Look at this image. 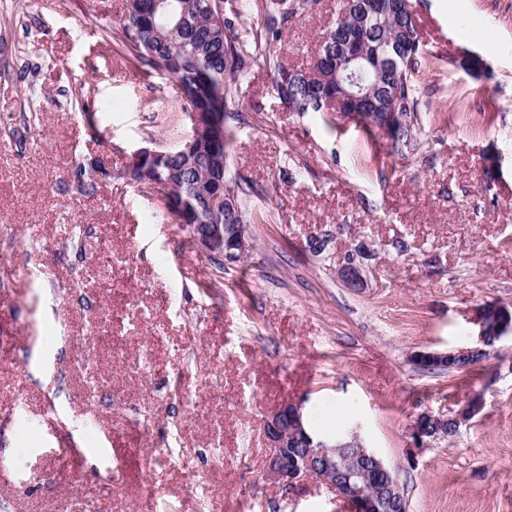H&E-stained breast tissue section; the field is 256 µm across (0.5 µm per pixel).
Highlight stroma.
<instances>
[{
    "label": "stroma",
    "instance_id": "35a3bbf8",
    "mask_svg": "<svg viewBox=\"0 0 512 512\" xmlns=\"http://www.w3.org/2000/svg\"><path fill=\"white\" fill-rule=\"evenodd\" d=\"M413 2L412 154L284 109L264 64L240 77L227 174L255 189L253 248L219 271L120 176L134 149L189 133L176 81L118 57L127 0H0V512H190L195 489L206 512H352L314 480L266 479V419L286 400L318 435L360 425L408 512H512V338L471 371L409 361L472 344L478 307L512 304V0ZM323 4L290 26L283 62L310 65L336 17ZM97 160L113 175L83 194L73 174ZM363 244L351 289L339 264ZM475 393L480 415L412 447L419 412Z\"/></svg>",
    "mask_w": 512,
    "mask_h": 512
}]
</instances>
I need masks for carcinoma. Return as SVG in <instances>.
I'll list each match as a JSON object with an SVG mask.
<instances>
[{"label":"carcinoma","mask_w":512,"mask_h":512,"mask_svg":"<svg viewBox=\"0 0 512 512\" xmlns=\"http://www.w3.org/2000/svg\"><path fill=\"white\" fill-rule=\"evenodd\" d=\"M160 0H129L126 16L115 26L112 39L137 66L174 78L178 84L183 112H212L224 121V144L234 134L227 121L238 116L237 79L256 63L274 68V91L290 112H321L312 99L305 75L311 69L286 67L277 55L278 45L292 23L305 14L320 10L322 0H267L261 26L241 35L233 30L231 17L240 16L239 4L229 0H165L173 14L158 10ZM411 0H389L386 13L363 17L369 50L387 39L405 44L395 66L372 73L367 92L375 100L407 117L401 138L391 143L397 153L417 149V100L414 75L425 52L410 9ZM194 149L187 153L165 151L146 159L140 168L126 175L145 188L157 182L170 187L178 200L175 220L184 224H244L248 197L233 178H220L214 170L206 145L208 133L190 131ZM229 188L235 208L229 212L211 206L210 198Z\"/></svg>","instance_id":"obj_1"}]
</instances>
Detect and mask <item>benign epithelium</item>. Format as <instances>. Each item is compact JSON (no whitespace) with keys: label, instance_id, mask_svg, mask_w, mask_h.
Listing matches in <instances>:
<instances>
[{"label":"benign epithelium","instance_id":"obj_1","mask_svg":"<svg viewBox=\"0 0 512 512\" xmlns=\"http://www.w3.org/2000/svg\"><path fill=\"white\" fill-rule=\"evenodd\" d=\"M336 37L350 46L346 59H331L319 53L315 63L321 68L336 70V87L320 94L325 109L350 119H362L357 112H345L343 108L356 95L350 89L361 86L371 69V62L361 50V31L340 25L334 29ZM378 130L390 138L400 132L404 116L399 112H384L376 121ZM191 236L196 247L205 254L218 255L227 265L238 263L252 248L250 237L242 224H191ZM342 281L350 288H362L366 278L361 264L346 259L339 268ZM479 327L474 344L451 349L447 352L417 351L410 357L418 368H441L470 362L484 351L487 335L492 333L500 340L512 335V308L502 303H491L481 307L476 313ZM481 397H468L461 407L450 417L435 415L429 411L417 415L411 425L413 447L424 448L432 442L448 437V421L459 428L483 409ZM267 477L283 490H290L306 478H314L333 489L336 494L350 502L353 512H382L386 506L400 507L404 494L396 478L386 467L381 457L368 447L360 433L353 430L349 438L339 442H314L307 430L303 405L284 401L272 412L266 422ZM347 448L348 454L341 462H336V449ZM371 464L374 472L383 475L381 486L360 487L351 480L354 473H363L360 464Z\"/></svg>","mask_w":512,"mask_h":512}]
</instances>
